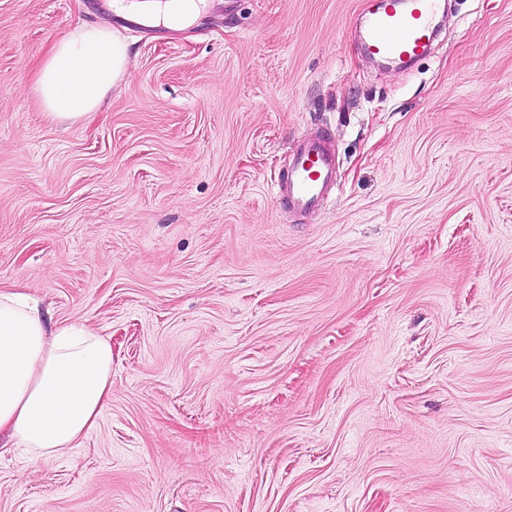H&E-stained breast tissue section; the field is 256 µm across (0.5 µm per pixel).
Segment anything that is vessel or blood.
<instances>
[{"label":"vessel or blood","instance_id":"b4317fda","mask_svg":"<svg viewBox=\"0 0 512 512\" xmlns=\"http://www.w3.org/2000/svg\"><path fill=\"white\" fill-rule=\"evenodd\" d=\"M436 0H378L365 21V51L388 61L425 55L435 37ZM336 186V152L329 131L293 147L277 195L290 212L303 215L323 207Z\"/></svg>","mask_w":512,"mask_h":512}]
</instances>
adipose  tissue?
<instances>
[{
	"mask_svg": "<svg viewBox=\"0 0 512 512\" xmlns=\"http://www.w3.org/2000/svg\"><path fill=\"white\" fill-rule=\"evenodd\" d=\"M118 18L183 30L202 0H114ZM126 49L109 27L73 30L40 63L36 89L47 117L75 125L96 112L126 74ZM112 399V339L80 319L50 323L19 288H0V455L48 462L69 455Z\"/></svg>",
	"mask_w": 512,
	"mask_h": 512,
	"instance_id": "1",
	"label": "adipose tissue"
}]
</instances>
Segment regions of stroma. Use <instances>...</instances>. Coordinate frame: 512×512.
Here are the masks:
<instances>
[{
	"mask_svg": "<svg viewBox=\"0 0 512 512\" xmlns=\"http://www.w3.org/2000/svg\"><path fill=\"white\" fill-rule=\"evenodd\" d=\"M408 65L374 0H207L187 30L0 0V286L112 339L73 454L0 512H512V0H442ZM118 27L125 78L49 121L34 70ZM328 128L300 216L288 153ZM331 139L324 129L293 147L287 175L277 182V196L290 212L303 215L320 209L336 187V152Z\"/></svg>",
	"mask_w": 512,
	"mask_h": 512,
	"instance_id": "35a3bbf8",
	"label": "stroma"
}]
</instances>
